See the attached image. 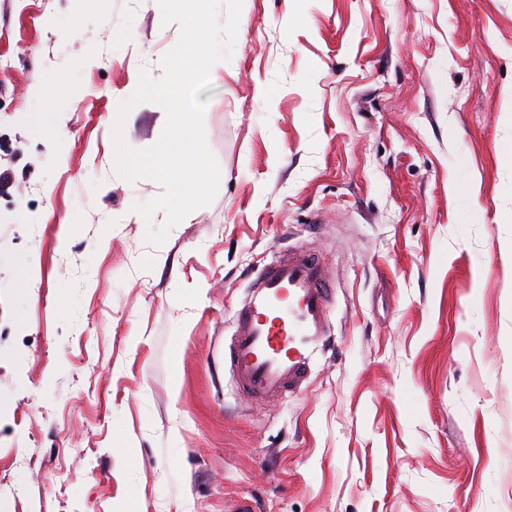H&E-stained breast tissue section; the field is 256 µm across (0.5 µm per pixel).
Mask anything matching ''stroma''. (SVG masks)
<instances>
[{
    "instance_id": "stroma-1",
    "label": "stroma",
    "mask_w": 512,
    "mask_h": 512,
    "mask_svg": "<svg viewBox=\"0 0 512 512\" xmlns=\"http://www.w3.org/2000/svg\"><path fill=\"white\" fill-rule=\"evenodd\" d=\"M179 36L0 0V512H512V0H243L199 94L217 195L155 246L112 118ZM303 243L333 341L256 402L233 317Z\"/></svg>"
}]
</instances>
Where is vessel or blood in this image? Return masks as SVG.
Instances as JSON below:
<instances>
[{"mask_svg":"<svg viewBox=\"0 0 512 512\" xmlns=\"http://www.w3.org/2000/svg\"><path fill=\"white\" fill-rule=\"evenodd\" d=\"M333 291L311 249L275 255L256 275L235 317L229 365L254 400L299 390L329 336Z\"/></svg>","mask_w":512,"mask_h":512,"instance_id":"1","label":"vessel or blood"}]
</instances>
